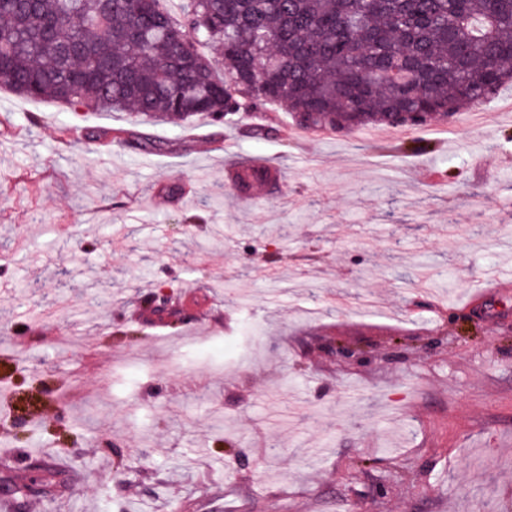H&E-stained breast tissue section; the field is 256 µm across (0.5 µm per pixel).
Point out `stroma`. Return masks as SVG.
Segmentation results:
<instances>
[{
	"label": "stroma",
	"mask_w": 512,
	"mask_h": 512,
	"mask_svg": "<svg viewBox=\"0 0 512 512\" xmlns=\"http://www.w3.org/2000/svg\"><path fill=\"white\" fill-rule=\"evenodd\" d=\"M472 109L410 154L0 88V482L73 476L16 512H512V84ZM245 161L279 183L237 195Z\"/></svg>",
	"instance_id": "stroma-1"
}]
</instances>
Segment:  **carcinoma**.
Returning a JSON list of instances; mask_svg holds the SVG:
<instances>
[{
  "label": "carcinoma",
  "instance_id": "obj_1",
  "mask_svg": "<svg viewBox=\"0 0 512 512\" xmlns=\"http://www.w3.org/2000/svg\"><path fill=\"white\" fill-rule=\"evenodd\" d=\"M222 48L224 73L203 48ZM512 79V0H0V86L97 111L216 122L285 104L311 133L419 129ZM279 175L235 168L253 189ZM5 490L54 498L70 476L36 461Z\"/></svg>",
  "mask_w": 512,
  "mask_h": 512
}]
</instances>
